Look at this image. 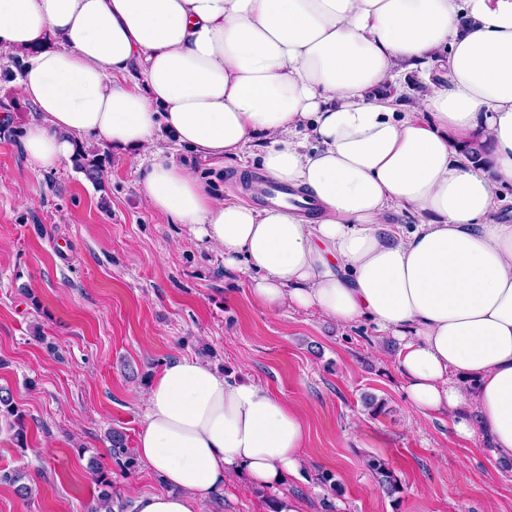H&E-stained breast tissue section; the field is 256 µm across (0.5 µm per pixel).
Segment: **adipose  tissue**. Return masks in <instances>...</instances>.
Instances as JSON below:
<instances>
[{"label": "adipose tissue", "mask_w": 512, "mask_h": 512, "mask_svg": "<svg viewBox=\"0 0 512 512\" xmlns=\"http://www.w3.org/2000/svg\"><path fill=\"white\" fill-rule=\"evenodd\" d=\"M1 47L27 54L32 168L89 138L136 150L148 207L222 251L261 309L392 337L412 410L512 459V0H0ZM410 79L405 108L385 89ZM247 147L316 218L216 194L176 158ZM307 438L264 385L172 359L136 442L164 488L134 510L200 512L242 476L301 512L283 486Z\"/></svg>", "instance_id": "obj_1"}]
</instances>
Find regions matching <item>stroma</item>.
<instances>
[{
  "mask_svg": "<svg viewBox=\"0 0 512 512\" xmlns=\"http://www.w3.org/2000/svg\"><path fill=\"white\" fill-rule=\"evenodd\" d=\"M19 54L0 53V386L25 415L26 443L0 419V474L20 472V497L0 481V512H85L112 473L115 512L162 483L138 458L144 395L174 357H203L260 382L302 413L308 466L288 483L303 512H512V461L484 435L457 437L447 418L408 406L396 340L314 312L268 313L224 256L145 204L136 153L92 140L79 162L34 170L23 138L37 119L11 84ZM183 160L213 190L256 170L232 160ZM382 402L366 408V396ZM126 450L112 455L108 435ZM386 458L401 491L387 495L365 466ZM201 512H272L263 490L231 482Z\"/></svg>",
  "mask_w": 512,
  "mask_h": 512,
  "instance_id": "1",
  "label": "stroma"
}]
</instances>
